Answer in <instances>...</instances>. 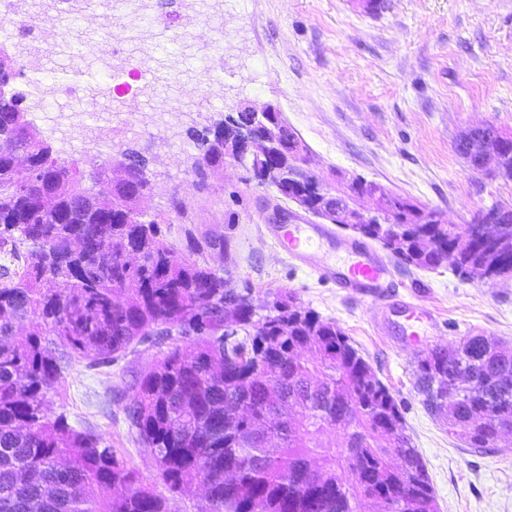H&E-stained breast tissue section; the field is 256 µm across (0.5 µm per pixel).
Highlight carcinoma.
<instances>
[{
  "label": "carcinoma",
  "mask_w": 512,
  "mask_h": 512,
  "mask_svg": "<svg viewBox=\"0 0 512 512\" xmlns=\"http://www.w3.org/2000/svg\"><path fill=\"white\" fill-rule=\"evenodd\" d=\"M25 95L0 98V512H172L98 435L44 413L69 362L102 370L139 346L161 354L132 373L124 411L171 493L200 484L209 512H363L401 501L398 512H437L426 464L388 388L336 323L285 297L261 314L208 257L228 252L224 234L201 231L176 195L175 242L146 209L151 181L140 167L114 180L107 159L87 186L77 159L53 156L27 118ZM486 147L512 162V145L480 129ZM192 172L224 167V122L189 130ZM499 232L512 269V207ZM359 233L409 265L436 268L437 247L477 224H381ZM36 319L20 341L15 322ZM235 339L224 342V327ZM418 362L416 389L448 433L477 452L512 435V351L468 336ZM457 401L438 402L441 393ZM271 422L276 451L226 409ZM333 431L323 445L318 436ZM359 449L352 469L349 449Z\"/></svg>",
  "instance_id": "cac0c4a2"
}]
</instances>
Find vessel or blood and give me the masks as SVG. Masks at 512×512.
<instances>
[{"instance_id": "vessel-or-blood-1", "label": "vessel or blood", "mask_w": 512, "mask_h": 512, "mask_svg": "<svg viewBox=\"0 0 512 512\" xmlns=\"http://www.w3.org/2000/svg\"><path fill=\"white\" fill-rule=\"evenodd\" d=\"M269 232L276 244L296 266L311 269L320 279L349 292L357 290L379 291L390 282L388 261L373 249L355 241L341 243L348 256L344 265L330 262L325 255L314 250V242L331 240L328 229L302 220L296 223L274 224Z\"/></svg>"}]
</instances>
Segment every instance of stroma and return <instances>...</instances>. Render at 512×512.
<instances>
[{"mask_svg": "<svg viewBox=\"0 0 512 512\" xmlns=\"http://www.w3.org/2000/svg\"><path fill=\"white\" fill-rule=\"evenodd\" d=\"M361 0H207L221 15L224 67L212 82L196 78L190 41L182 29L185 0H152L159 19L146 95L103 98L88 110L90 127L110 121L112 144L79 149L51 136L60 159L78 158L93 171L108 155L134 150L149 161L152 211L167 213L178 194L231 245L233 284L251 288L261 305L282 297L335 322L400 406L414 448L426 463L438 512H512V441L496 453L471 451L424 407L415 383L418 362L437 348L484 334L512 349V280H462L451 265L405 264L380 242L394 286L389 295L345 293L291 265L266 231L297 206L271 187L246 181L228 166L197 189L196 151L187 137L234 112L240 99L277 106L308 147L309 167L329 189L356 179L373 181L451 224L480 210L512 206V179L472 170L458 153L461 132L491 125L512 134V0H381L371 15ZM171 98V125L128 130L147 101ZM432 320L412 328L406 304ZM160 354L141 350L134 363L105 371L74 363L47 397L48 416L66 413L75 428H92L128 467L158 493L167 488L128 429L122 394L131 369Z\"/></svg>", "mask_w": 512, "mask_h": 512, "instance_id": "obj_1", "label": "stroma"}]
</instances>
